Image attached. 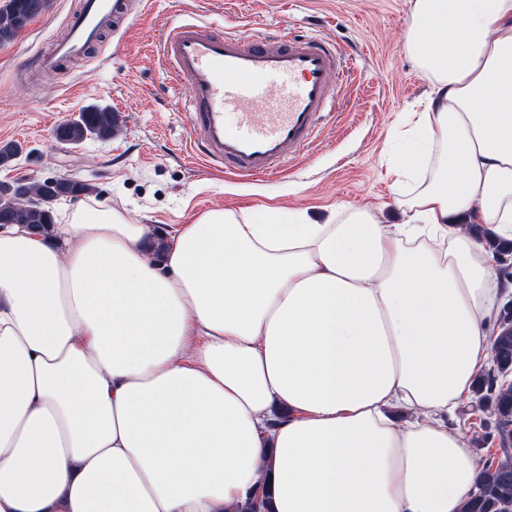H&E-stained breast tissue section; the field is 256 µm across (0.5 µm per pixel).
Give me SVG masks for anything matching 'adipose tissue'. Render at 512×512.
Returning <instances> with one entry per match:
<instances>
[{"label":"adipose tissue","mask_w":512,"mask_h":512,"mask_svg":"<svg viewBox=\"0 0 512 512\" xmlns=\"http://www.w3.org/2000/svg\"><path fill=\"white\" fill-rule=\"evenodd\" d=\"M403 40L431 82L406 223L0 225V512H235L262 483L271 512H462L448 420L512 285L460 224L512 239V0H411Z\"/></svg>","instance_id":"adipose-tissue-1"}]
</instances>
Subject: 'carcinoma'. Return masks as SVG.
Instances as JSON below:
<instances>
[{
	"instance_id": "cac0c4a2",
	"label": "carcinoma",
	"mask_w": 512,
	"mask_h": 512,
	"mask_svg": "<svg viewBox=\"0 0 512 512\" xmlns=\"http://www.w3.org/2000/svg\"><path fill=\"white\" fill-rule=\"evenodd\" d=\"M34 0H10L0 8V40L12 39L36 16L30 5ZM121 116L108 107L88 106L65 121L64 134L68 144L77 146L88 139H109L121 128ZM29 205L18 202L10 185H0V224H32L43 230L55 223L54 204L64 196L76 197L93 192L90 184L81 181L61 182L56 186L45 180L25 183ZM497 259L505 262L502 275H509L512 245L497 240L488 242ZM493 357L496 374L488 373L478 382L471 412H482V443L498 453L484 463L475 491L464 506V512H512V306L499 311L493 325Z\"/></svg>"
}]
</instances>
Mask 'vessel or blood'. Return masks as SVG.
I'll use <instances>...</instances> for the list:
<instances>
[{
  "label": "vessel or blood",
  "mask_w": 512,
  "mask_h": 512,
  "mask_svg": "<svg viewBox=\"0 0 512 512\" xmlns=\"http://www.w3.org/2000/svg\"><path fill=\"white\" fill-rule=\"evenodd\" d=\"M128 20L125 0H82L41 67L85 55ZM160 54L172 85L191 89L183 109L196 155L242 180L277 176L307 149L336 106L329 76L345 69L342 51L322 37L231 32L198 20L168 27Z\"/></svg>",
  "instance_id": "1"
}]
</instances>
